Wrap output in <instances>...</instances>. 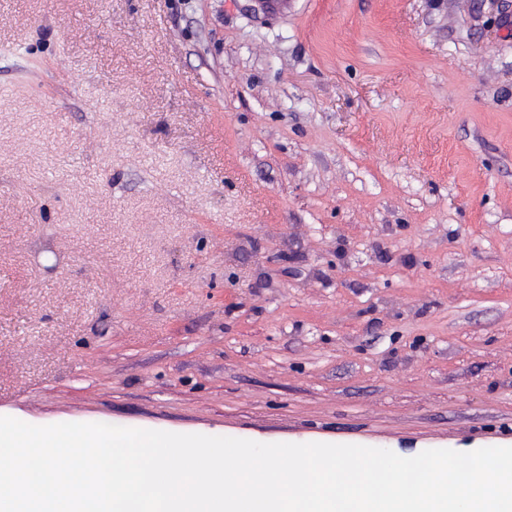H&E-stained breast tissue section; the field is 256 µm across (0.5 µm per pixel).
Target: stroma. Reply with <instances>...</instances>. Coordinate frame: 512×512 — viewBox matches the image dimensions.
I'll use <instances>...</instances> for the list:
<instances>
[{"mask_svg": "<svg viewBox=\"0 0 512 512\" xmlns=\"http://www.w3.org/2000/svg\"><path fill=\"white\" fill-rule=\"evenodd\" d=\"M0 416L512 433V0H0Z\"/></svg>", "mask_w": 512, "mask_h": 512, "instance_id": "obj_1", "label": "stroma"}]
</instances>
